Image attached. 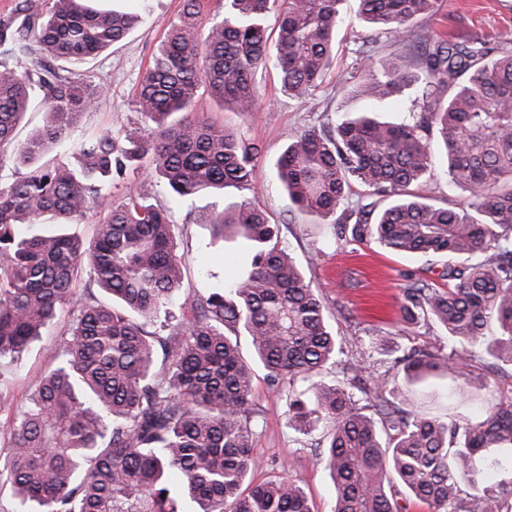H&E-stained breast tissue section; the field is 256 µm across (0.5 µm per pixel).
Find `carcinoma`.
Listing matches in <instances>:
<instances>
[{"label": "carcinoma", "instance_id": "1", "mask_svg": "<svg viewBox=\"0 0 512 512\" xmlns=\"http://www.w3.org/2000/svg\"><path fill=\"white\" fill-rule=\"evenodd\" d=\"M101 2L21 0L12 31L0 33V165L17 169L0 187V359L21 355L61 312L71 316L58 365L0 425V486L13 488L18 512H184L186 498L200 512H312L299 479L252 482L259 365L285 396L289 428L307 437L330 424L313 453L332 477L333 512H408L414 502L429 512H512V397L462 424L398 402L404 388L445 374L471 395L477 347L512 363V37L490 48L419 32L440 0H355L350 17L348 0H218L213 11L185 0L136 95L148 136L122 144L87 132L74 143L76 165L51 166L42 156L70 139L103 92L74 67L143 22ZM347 18L403 47L381 69L362 52L351 93L380 103L414 88L421 110L401 122L359 116L327 132H295L276 169L295 211L338 240L446 259L448 288L403 286L400 323L431 318L462 347L442 355L415 346L394 361L400 377L362 374L327 322L319 287L252 201L202 218L213 240L239 239L244 252L223 289L183 295L169 209L138 188L117 205L108 193L113 175L134 162L181 198L255 191L260 149L198 113L199 97L253 112L257 76L272 67L288 96L306 102L332 66ZM35 86L50 120L18 143ZM435 139L450 183L469 192L474 212L428 203L413 189L432 171ZM354 184L360 203L346 209ZM92 208L105 218L88 242L18 232L72 224ZM84 267L112 303L75 292ZM341 355L344 378L329 384L323 373Z\"/></svg>", "mask_w": 512, "mask_h": 512}]
</instances>
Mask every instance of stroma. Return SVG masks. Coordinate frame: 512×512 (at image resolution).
Masks as SVG:
<instances>
[{
    "label": "stroma",
    "mask_w": 512,
    "mask_h": 512,
    "mask_svg": "<svg viewBox=\"0 0 512 512\" xmlns=\"http://www.w3.org/2000/svg\"><path fill=\"white\" fill-rule=\"evenodd\" d=\"M182 4L183 0H147L150 14L145 23L119 44L80 66V73L103 85L104 90L96 109L82 117L78 132L109 130L119 136L144 132L146 125L135 110V96L157 46L177 22ZM429 28L458 37H477L489 46H496L502 34L512 32V0H441ZM365 44L369 45L373 58L382 63L390 62L400 50L399 43L390 35L365 24H346L336 34L333 65L309 102L301 104L289 98L271 71L261 80L265 95L255 112L244 115L224 112L207 96L199 99L198 109L260 147V187L254 203L268 214L271 222L279 225L284 245L301 265L306 278L322 286L329 308L328 321L338 338L346 340L354 351H371V358L365 359L364 364L369 372L378 374L393 365L392 358L374 351L381 339H388L391 346L401 350L426 345L432 351L446 353L454 347V339L434 322L406 330L400 329L397 323L403 286L415 279L439 284L444 261L438 257L398 254L373 241L366 244L336 241L326 225L291 212V203L277 178L275 166L289 133L332 126L345 116L364 112L381 122H397L409 113L419 112L422 100L410 90L383 104L349 97L358 51ZM417 191L440 205L466 208L473 202L468 192L449 183L440 159ZM243 197V192L229 188L221 197L201 194L185 202L171 201L178 226L179 251L186 263L184 291L223 287L230 274L224 257L237 252L239 246L212 243L201 218L212 208L222 207L224 201H239ZM69 321V314L61 313L18 361L0 364V397L12 401L15 409L24 408L38 378L55 367L54 348ZM472 376L482 386L477 399L468 402L454 399L451 395L454 383L450 377L443 376L412 387L407 401L420 412L444 421H477L488 402L512 392V365L490 361L480 350L473 362ZM254 409L253 452L259 462L254 480L262 482L279 474L281 469H288L300 479L313 512H330L335 497L332 478L328 470L315 464L309 438L289 428L285 398L270 388L261 372L254 382Z\"/></svg>",
    "instance_id": "stroma-1"
}]
</instances>
